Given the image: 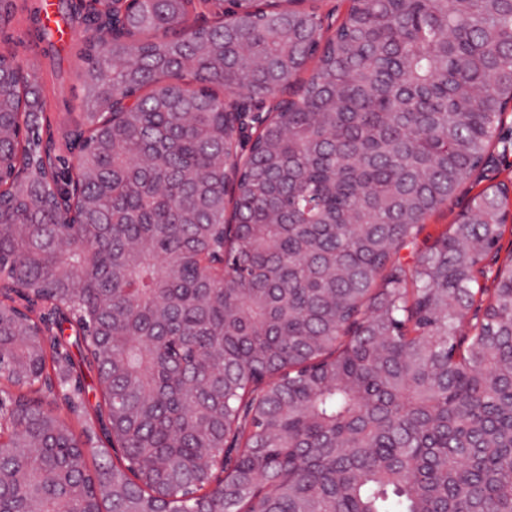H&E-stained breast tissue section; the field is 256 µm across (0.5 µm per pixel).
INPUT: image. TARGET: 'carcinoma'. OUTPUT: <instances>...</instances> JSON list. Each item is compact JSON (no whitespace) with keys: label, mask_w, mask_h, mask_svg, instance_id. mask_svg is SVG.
<instances>
[{"label":"carcinoma","mask_w":512,"mask_h":512,"mask_svg":"<svg viewBox=\"0 0 512 512\" xmlns=\"http://www.w3.org/2000/svg\"><path fill=\"white\" fill-rule=\"evenodd\" d=\"M196 7L142 0L130 35L76 48L80 224L55 222L44 116L0 87V118L28 128L3 147L28 175L0 188V277L36 306L0 303V380L44 382L81 417L68 347L39 335L75 325L111 446L74 452L68 418L16 395L0 512H512L508 185L473 195L412 272L399 258L498 136L512 0H351L329 34L313 10L241 0L228 65ZM5 16L50 35L27 0ZM289 82L227 199L224 93Z\"/></svg>","instance_id":"carcinoma-1"}]
</instances>
